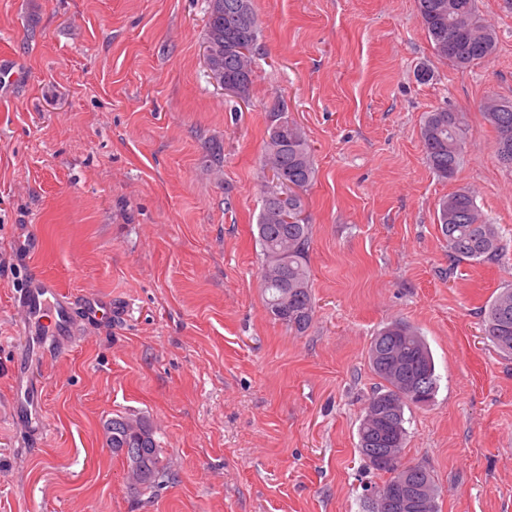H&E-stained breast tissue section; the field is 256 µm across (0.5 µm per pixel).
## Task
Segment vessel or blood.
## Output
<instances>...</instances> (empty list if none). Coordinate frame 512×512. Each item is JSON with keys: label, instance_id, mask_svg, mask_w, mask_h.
I'll use <instances>...</instances> for the list:
<instances>
[{"label": "vessel or blood", "instance_id": "obj_1", "mask_svg": "<svg viewBox=\"0 0 512 512\" xmlns=\"http://www.w3.org/2000/svg\"><path fill=\"white\" fill-rule=\"evenodd\" d=\"M21 327L32 354L43 358L67 343L72 335V308L68 297L47 278H29L14 297ZM39 388L25 369L14 376L13 408L32 427L39 424Z\"/></svg>", "mask_w": 512, "mask_h": 512}]
</instances>
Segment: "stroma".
I'll return each instance as SVG.
<instances>
[{
    "mask_svg": "<svg viewBox=\"0 0 512 512\" xmlns=\"http://www.w3.org/2000/svg\"><path fill=\"white\" fill-rule=\"evenodd\" d=\"M254 4L241 98L207 74V0H0V512H370L357 428L380 384L370 342L397 318L438 376L405 410V460L433 470L439 512H512V359L482 314L512 287V167L480 111L512 99V0H478L497 43L465 69L436 58L417 0ZM277 106L314 150L302 333L259 288ZM441 107L468 122L451 181L420 137ZM463 187L501 228L498 259L448 256L436 211ZM33 275L112 315L33 365L30 434L12 415V302ZM118 415L152 425L168 482L130 490L102 433Z\"/></svg>",
    "mask_w": 512,
    "mask_h": 512,
    "instance_id": "obj_1",
    "label": "stroma"
}]
</instances>
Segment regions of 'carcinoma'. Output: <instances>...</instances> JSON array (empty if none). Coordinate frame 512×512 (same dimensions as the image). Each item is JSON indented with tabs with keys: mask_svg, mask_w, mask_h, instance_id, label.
Here are the masks:
<instances>
[{
	"mask_svg": "<svg viewBox=\"0 0 512 512\" xmlns=\"http://www.w3.org/2000/svg\"><path fill=\"white\" fill-rule=\"evenodd\" d=\"M221 14L207 23L206 39L222 47L224 77L240 83V94L248 92L254 81V56L261 26L254 0H220ZM418 13L433 43L436 55L460 68L488 58L496 44V34L483 23L476 0H417ZM484 119L497 134L500 159L512 166V100L490 98L482 106ZM466 115L448 108L425 113L420 136L426 162L440 178L454 179L464 162ZM263 168L272 172L264 185L262 206L257 218V240L263 252L260 288L268 314L297 333L310 325L314 307L311 295L308 252L312 227L303 218V192L314 177L313 150L304 130L284 108L268 114ZM288 181V196L282 181ZM438 224L448 246V256L460 261L480 263L498 256L500 230L487 220L472 193L460 188L439 203ZM485 333L501 352L512 355V288L499 292L484 310ZM405 365L409 378L422 381L424 397L402 400L406 379L395 375L394 359ZM372 371L381 385L368 399L387 403L385 410L430 403L437 391L438 376L433 355L419 330L396 319L377 332L368 351ZM109 446L116 455L133 448L149 478L134 488V493L157 487L168 479L161 464L159 448L150 424L142 420L139 428H128L126 418L117 416L109 423ZM358 447L364 460L382 455L390 447L387 425L366 414L358 427Z\"/></svg>",
	"mask_w": 512,
	"mask_h": 512,
	"instance_id": "carcinoma-1",
	"label": "carcinoma"
}]
</instances>
